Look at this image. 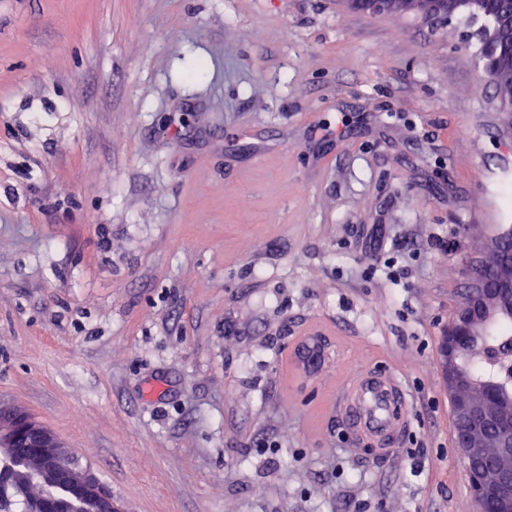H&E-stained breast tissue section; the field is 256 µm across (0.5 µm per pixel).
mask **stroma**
<instances>
[{"instance_id":"stroma-1","label":"stroma","mask_w":512,"mask_h":512,"mask_svg":"<svg viewBox=\"0 0 512 512\" xmlns=\"http://www.w3.org/2000/svg\"><path fill=\"white\" fill-rule=\"evenodd\" d=\"M478 26L0 0V406L123 512H475L440 345L512 194ZM363 369L413 397L389 459L336 413ZM327 357L328 351L321 336L313 332L300 336L286 358L289 377L299 384L308 383L314 376V366Z\"/></svg>"}]
</instances>
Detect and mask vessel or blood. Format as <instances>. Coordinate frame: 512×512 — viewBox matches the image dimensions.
<instances>
[{
    "mask_svg": "<svg viewBox=\"0 0 512 512\" xmlns=\"http://www.w3.org/2000/svg\"><path fill=\"white\" fill-rule=\"evenodd\" d=\"M327 356L322 337L307 333L289 350L287 372L297 383H308L315 365ZM410 404L411 395L397 375L364 370L347 383L339 401V415L351 435L377 455L387 456L399 448L406 433Z\"/></svg>",
    "mask_w": 512,
    "mask_h": 512,
    "instance_id": "b4317fda",
    "label": "vessel or blood"
}]
</instances>
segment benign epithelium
<instances>
[{
	"label": "benign epithelium",
	"mask_w": 512,
	"mask_h": 512,
	"mask_svg": "<svg viewBox=\"0 0 512 512\" xmlns=\"http://www.w3.org/2000/svg\"><path fill=\"white\" fill-rule=\"evenodd\" d=\"M347 3L358 11L374 15L404 13L428 21H449L461 9L474 17L484 12L483 0H347ZM483 35L488 43L512 41V8L495 17L483 29ZM479 64L492 84L501 83L504 74L499 72L494 58L485 55L479 59ZM469 264L471 288L448 324L441 345L448 395L458 419L466 421L472 429L495 427L499 453L512 457V422L499 421L501 410H512V395H504L494 387L491 392L495 403L477 404L468 397L471 379L461 369L462 357L474 346L477 328L497 317L512 316V259L501 264L493 282L487 280L482 264L473 259ZM458 445L474 501L480 505L491 503L492 512H512V470L491 480L485 474L487 464L476 462L483 449L473 447L466 433L459 437ZM3 448L38 451L42 457L40 479L67 488V495L63 497L27 498L28 512H120L112 495L88 470L75 465L57 436L31 417L0 409V449Z\"/></svg>",
	"instance_id": "1"
}]
</instances>
